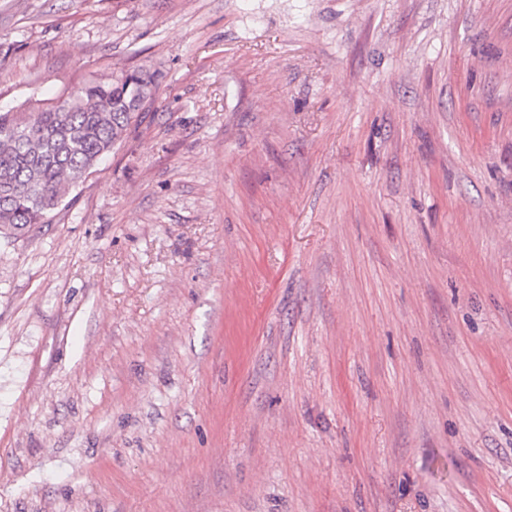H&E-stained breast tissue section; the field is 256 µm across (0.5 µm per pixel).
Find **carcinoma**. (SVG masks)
Returning <instances> with one entry per match:
<instances>
[{
	"instance_id": "1",
	"label": "carcinoma",
	"mask_w": 512,
	"mask_h": 512,
	"mask_svg": "<svg viewBox=\"0 0 512 512\" xmlns=\"http://www.w3.org/2000/svg\"><path fill=\"white\" fill-rule=\"evenodd\" d=\"M156 75L139 69L91 80L80 94L29 100L0 112V229L22 235L53 212L109 156L132 124Z\"/></svg>"
}]
</instances>
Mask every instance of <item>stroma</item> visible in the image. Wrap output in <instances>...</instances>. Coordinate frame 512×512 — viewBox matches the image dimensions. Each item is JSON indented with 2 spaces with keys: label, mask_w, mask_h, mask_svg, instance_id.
Returning <instances> with one entry per match:
<instances>
[{
  "label": "stroma",
  "mask_w": 512,
  "mask_h": 512,
  "mask_svg": "<svg viewBox=\"0 0 512 512\" xmlns=\"http://www.w3.org/2000/svg\"><path fill=\"white\" fill-rule=\"evenodd\" d=\"M142 67L0 232V512H512V0H0V108Z\"/></svg>",
  "instance_id": "stroma-1"
}]
</instances>
